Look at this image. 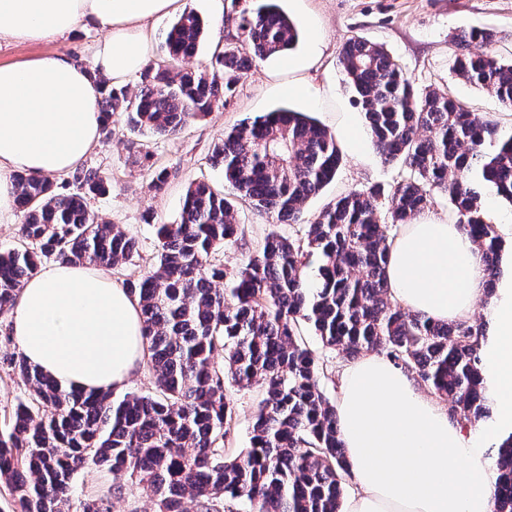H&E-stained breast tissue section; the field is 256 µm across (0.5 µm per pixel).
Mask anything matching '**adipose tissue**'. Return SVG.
I'll use <instances>...</instances> for the list:
<instances>
[{
	"label": "adipose tissue",
	"mask_w": 512,
	"mask_h": 512,
	"mask_svg": "<svg viewBox=\"0 0 512 512\" xmlns=\"http://www.w3.org/2000/svg\"><path fill=\"white\" fill-rule=\"evenodd\" d=\"M178 2L0 0V41H55L88 22L105 33L86 63L51 53L0 64V223L19 213L17 174L73 173L97 147L104 84L126 85L143 70L154 25ZM386 275L393 300L440 322L469 319L486 291L476 246L448 221L404 225ZM492 317L481 357L497 415L481 440L386 357L347 366L335 407L355 485L345 512H494L495 474L482 446L512 433V257ZM9 325L25 359L69 389H120L146 355L138 297L89 265L55 263L26 280Z\"/></svg>",
	"instance_id": "1"
}]
</instances>
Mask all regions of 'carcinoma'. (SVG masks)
Wrapping results in <instances>:
<instances>
[{
	"mask_svg": "<svg viewBox=\"0 0 512 512\" xmlns=\"http://www.w3.org/2000/svg\"><path fill=\"white\" fill-rule=\"evenodd\" d=\"M261 0L225 21L237 38L214 51L208 70L183 67L204 33L194 11L171 25L164 58L144 67L138 88H106L101 111L152 136L175 134L191 118L224 105L257 60L294 48L296 23ZM491 29L455 37L452 72L512 107V62L471 52L495 41ZM251 53L243 52V45ZM339 64L371 143L399 179L353 190L306 217L305 203L331 183L342 162L335 135L304 112L279 108L224 133L211 155L224 180L278 222L303 225L301 236L270 232L245 264L228 271L216 256L239 241L232 203L207 181L189 184L180 221L157 225V267L129 285L140 298L147 366L155 392L115 399L110 391L66 390L3 351L29 389L0 430V484L16 512H111L124 494L77 492L75 475L96 467L125 475L148 492L157 512H343L350 476L335 405L320 389V367L303 335L314 330L325 348L355 359L378 351L448 402V417L469 424L492 418L484 383L482 321L440 323L403 308L388 294L390 228L408 224L448 197L454 220L476 245L494 292L501 243L472 184L512 203V133L476 118L447 93L414 89L380 45L347 39ZM19 246L0 252V314L12 308L25 279L42 263L88 264L109 270L138 253V241L108 224L87 199L109 192L110 178L82 167L70 184L20 173ZM319 261L309 278L308 258ZM258 384L263 398L251 448L224 446L234 420L225 383ZM494 512H512V435L495 460Z\"/></svg>",
	"mask_w": 512,
	"mask_h": 512,
	"instance_id": "cac0c4a2",
	"label": "carcinoma"
}]
</instances>
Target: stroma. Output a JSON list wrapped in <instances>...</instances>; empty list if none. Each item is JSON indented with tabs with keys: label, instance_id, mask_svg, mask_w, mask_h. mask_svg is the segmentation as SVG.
Returning a JSON list of instances; mask_svg holds the SVG:
<instances>
[{
	"label": "stroma",
	"instance_id": "obj_1",
	"mask_svg": "<svg viewBox=\"0 0 512 512\" xmlns=\"http://www.w3.org/2000/svg\"><path fill=\"white\" fill-rule=\"evenodd\" d=\"M280 5L299 28L311 25L322 35L323 43L306 67L273 71L265 62H258L240 79L224 107L190 120L171 137L133 133L123 116H113L111 139L100 142L85 159V166L101 168L112 179L110 192L92 199L91 207L138 241V256L112 271L116 283L140 280L156 266L160 248L155 227L179 221L182 197L194 180L208 181L234 206L242 239L221 253L226 269L243 266L271 229L287 237L301 235V225L276 223L270 214L238 197L225 183L221 169L212 166L211 152L225 131L246 118L278 108L307 113L332 131L354 119L356 107L338 62L348 37L356 35L384 46L417 89L445 91L479 119L495 124L500 132L512 131V107L503 106L493 94L464 82L451 70L452 37L462 28L494 29L497 38L488 46V53L505 62L512 60V0H280ZM187 7L207 23L199 52L188 62L189 67L201 69L208 64L216 45L235 38L237 31L231 25L217 27L211 0H187ZM102 36L96 25L87 23L58 41H4L0 43V64L20 63L47 53L87 60ZM292 83L311 85L313 102L289 96L287 87ZM341 153L335 180L307 202V216L317 215L336 196L390 184L398 175L397 166L381 161L368 135H361L358 143L342 145ZM162 168L169 171L170 178L164 191L157 194L150 190L149 182L153 170ZM226 394L236 417L225 445L249 447L262 389L257 385L244 389L230 385Z\"/></svg>",
	"mask_w": 512,
	"mask_h": 512
}]
</instances>
